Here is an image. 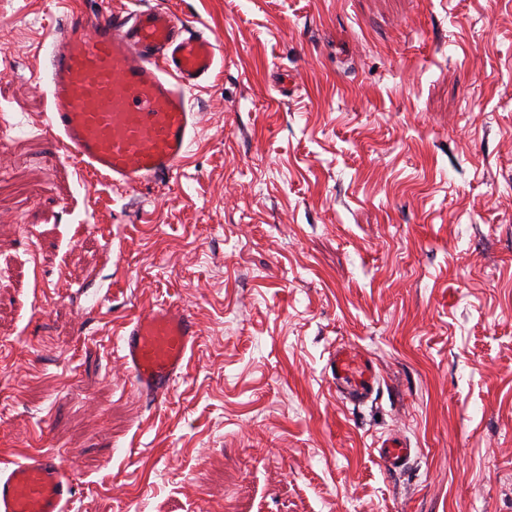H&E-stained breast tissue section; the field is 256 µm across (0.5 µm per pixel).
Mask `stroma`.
I'll use <instances>...</instances> for the list:
<instances>
[{"instance_id":"35a3bbf8","label":"stroma","mask_w":512,"mask_h":512,"mask_svg":"<svg viewBox=\"0 0 512 512\" xmlns=\"http://www.w3.org/2000/svg\"><path fill=\"white\" fill-rule=\"evenodd\" d=\"M137 3L0 0V459L60 453L73 512H512V0H150L224 66L129 196L47 128L45 56ZM163 301L200 335L155 406L119 336ZM330 372L336 392L352 404L365 402L375 389L376 373L372 363L349 347H336L330 359ZM409 448L389 441H382L380 448H378L379 459L387 470H395L401 467L404 462Z\"/></svg>"}]
</instances>
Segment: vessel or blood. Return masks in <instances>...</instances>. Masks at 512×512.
<instances>
[{
  "mask_svg": "<svg viewBox=\"0 0 512 512\" xmlns=\"http://www.w3.org/2000/svg\"><path fill=\"white\" fill-rule=\"evenodd\" d=\"M224 52L204 32L152 7L80 15L51 44L50 125L79 164L133 194L176 170L197 129L191 94ZM199 336L194 313L160 305L133 319L122 335V359L141 395L160 403L184 376ZM344 399L365 402L375 389L372 363L346 346L330 359ZM386 469L401 467L406 448L386 441ZM75 484L52 453L0 466V512H68Z\"/></svg>",
  "mask_w": 512,
  "mask_h": 512,
  "instance_id": "1",
  "label": "vessel or blood"
}]
</instances>
